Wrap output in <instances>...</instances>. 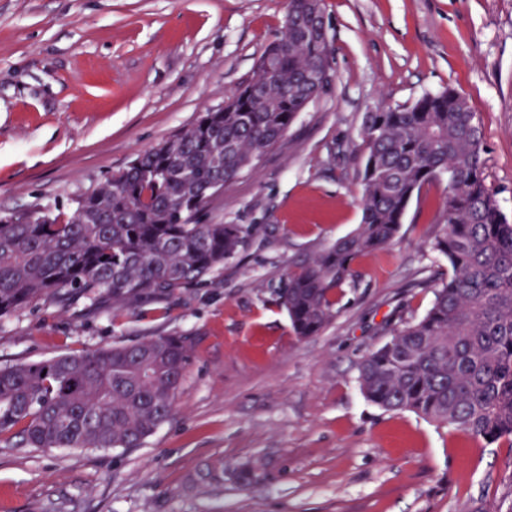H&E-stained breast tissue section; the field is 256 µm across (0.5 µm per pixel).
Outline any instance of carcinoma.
<instances>
[{
    "instance_id": "obj_1",
    "label": "carcinoma",
    "mask_w": 512,
    "mask_h": 512,
    "mask_svg": "<svg viewBox=\"0 0 512 512\" xmlns=\"http://www.w3.org/2000/svg\"><path fill=\"white\" fill-rule=\"evenodd\" d=\"M324 0H288L253 76L224 106L137 155L67 209L0 218V318L66 295L131 301L205 280L253 228L209 224L224 189L279 147L330 88ZM357 179L361 223L293 262L279 291L296 335H319L352 264L400 233L422 190L447 177L431 250L448 278L419 320L395 326L359 364L364 397L467 436L512 446V222L484 174L482 124L452 87L365 113ZM193 352L186 334L0 368V443L10 448H137L173 415Z\"/></svg>"
}]
</instances>
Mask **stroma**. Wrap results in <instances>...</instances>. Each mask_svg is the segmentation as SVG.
<instances>
[{
    "label": "stroma",
    "mask_w": 512,
    "mask_h": 512,
    "mask_svg": "<svg viewBox=\"0 0 512 512\" xmlns=\"http://www.w3.org/2000/svg\"><path fill=\"white\" fill-rule=\"evenodd\" d=\"M286 0H0V211L69 207L250 78ZM334 81L256 172L210 205L257 226L189 288L132 304L41 302L0 318V366L174 331L195 350L171 419L137 448L0 444V512H512V446L367 401L357 381L387 323L422 317L448 275L429 248L443 184L398 238L357 258L356 290L295 335L275 290L291 263L361 221L364 113L454 87L484 131L485 175L512 220V0H326ZM349 158L331 165L330 145ZM220 486L192 487L208 468Z\"/></svg>",
    "instance_id": "obj_1"
}]
</instances>
